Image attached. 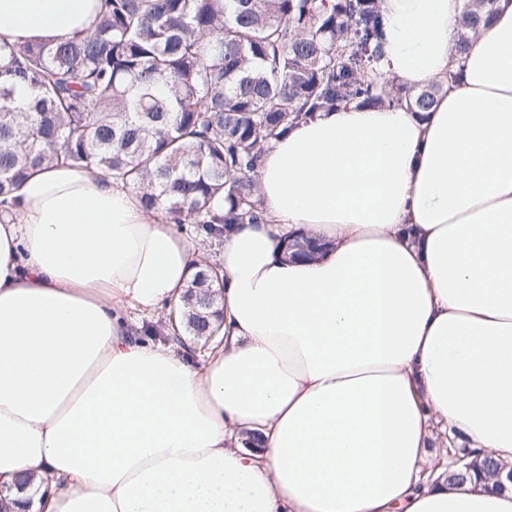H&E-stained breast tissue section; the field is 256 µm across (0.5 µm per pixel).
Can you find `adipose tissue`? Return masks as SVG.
I'll list each match as a JSON object with an SVG mask.
<instances>
[{
    "instance_id": "ef3b65f1",
    "label": "adipose tissue",
    "mask_w": 512,
    "mask_h": 512,
    "mask_svg": "<svg viewBox=\"0 0 512 512\" xmlns=\"http://www.w3.org/2000/svg\"><path fill=\"white\" fill-rule=\"evenodd\" d=\"M381 72L263 155L224 230V344L140 341L199 252L125 184L52 166L0 211V484L33 512H512L422 479L435 424L512 462V0H381ZM98 0H0V44L91 34ZM457 83L446 84L449 70ZM491 0H465L463 18L456 47L458 52L467 49L470 38L475 35L481 25L489 24L491 13L488 8Z\"/></svg>"
}]
</instances>
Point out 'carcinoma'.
<instances>
[{"instance_id":"obj_1","label":"carcinoma","mask_w":512,"mask_h":512,"mask_svg":"<svg viewBox=\"0 0 512 512\" xmlns=\"http://www.w3.org/2000/svg\"><path fill=\"white\" fill-rule=\"evenodd\" d=\"M380 2L100 0L89 36L0 46V204L62 165L132 186L204 238L258 222L257 171L290 126L352 101L435 104L438 85L405 94L381 81ZM490 2L465 0L458 52L489 24ZM222 280L217 264L194 274L179 306L189 335L223 317L221 298L211 311L196 303Z\"/></svg>"}]
</instances>
